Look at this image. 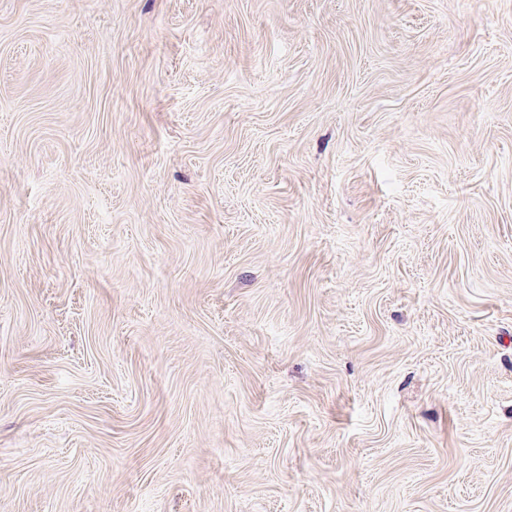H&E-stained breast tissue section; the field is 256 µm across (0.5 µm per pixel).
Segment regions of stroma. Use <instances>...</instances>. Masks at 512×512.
I'll return each mask as SVG.
<instances>
[{"label": "stroma", "mask_w": 512, "mask_h": 512, "mask_svg": "<svg viewBox=\"0 0 512 512\" xmlns=\"http://www.w3.org/2000/svg\"><path fill=\"white\" fill-rule=\"evenodd\" d=\"M0 512H512V0H0Z\"/></svg>", "instance_id": "stroma-1"}]
</instances>
